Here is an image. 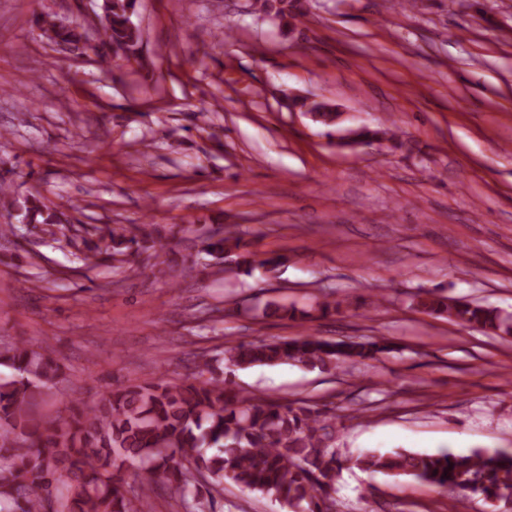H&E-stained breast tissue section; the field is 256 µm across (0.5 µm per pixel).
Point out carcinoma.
I'll use <instances>...</instances> for the list:
<instances>
[{
	"instance_id": "cac0c4a2",
	"label": "carcinoma",
	"mask_w": 512,
	"mask_h": 512,
	"mask_svg": "<svg viewBox=\"0 0 512 512\" xmlns=\"http://www.w3.org/2000/svg\"><path fill=\"white\" fill-rule=\"evenodd\" d=\"M251 6L283 20L298 8L294 0H253ZM136 0H104L100 41L116 58H138L141 32L132 16ZM49 43L88 48L82 27L46 14L39 20ZM293 104L333 127L338 107L325 100L301 98ZM349 142L394 140L390 128L348 130ZM26 225L41 228L53 241L76 249L97 264L123 262L140 251L157 257L168 245L145 225L68 226L65 213L32 195L20 203ZM209 257L194 266H232L251 274L256 266H275L278 257L257 261L236 233L219 224L200 243ZM416 308L448 315L500 336H512V316L434 291L417 295ZM265 312L282 318L306 315L276 301ZM388 350L387 339L362 341L300 336L282 341H242L224 347L228 373L255 365L291 364L322 372L348 362L376 360ZM0 512H142L160 489L180 501L184 512H213L214 499L200 497L198 485L221 494L228 479L244 490L273 500L288 512H336L331 496L346 465L332 444L336 416L312 407H294L273 396L257 397L229 386L228 380L198 377L179 385H122L93 406L75 404L67 420H36L30 406L60 382L61 366L24 340L0 347ZM369 472L407 476L451 494L468 489L492 501H512V453L476 450L448 452H368L350 461ZM136 466L139 493L128 497L123 468Z\"/></svg>"
}]
</instances>
